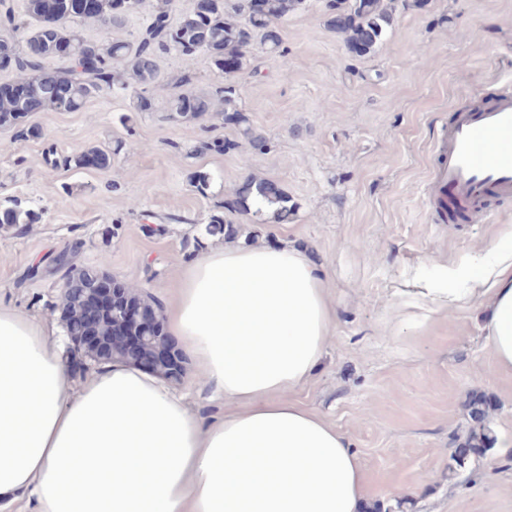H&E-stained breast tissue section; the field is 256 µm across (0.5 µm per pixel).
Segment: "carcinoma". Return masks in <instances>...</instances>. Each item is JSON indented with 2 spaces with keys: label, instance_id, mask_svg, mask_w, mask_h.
Masks as SVG:
<instances>
[{
  "label": "carcinoma",
  "instance_id": "cac0c4a2",
  "mask_svg": "<svg viewBox=\"0 0 512 512\" xmlns=\"http://www.w3.org/2000/svg\"><path fill=\"white\" fill-rule=\"evenodd\" d=\"M301 0H207L205 12L192 11L174 18L177 0H152L151 13L137 38H121L128 16L137 11L134 0H97L94 11L79 14L73 11L71 0H25L24 17L20 20L6 9H0L10 29L0 34V71L18 73L17 81L35 87L30 98H20L0 92V128H13L18 136L38 135L25 128L33 112H77L89 100L117 90L135 91L132 111L149 112L152 107L137 89H146L165 80L157 66L160 54L179 51L183 46L207 54L210 66L224 78L208 97L185 88L189 78L173 77L165 82L180 91L169 100L172 119L199 120L211 113L226 121L243 126V133L253 146L264 151L267 141L255 134L248 119L238 107V79L251 63L255 36H260L262 51L279 52L282 41L275 23L294 12ZM327 26L343 37L347 49L356 55L371 53L384 28L391 24L395 6L384 0H328ZM98 27L101 38L89 40L75 23ZM114 152L92 147L73 157H66L67 167L108 170ZM266 204L273 215L285 222L293 214L288 196L274 182L251 177L239 194L235 209L261 221ZM35 213L12 200L0 204V225L32 224ZM207 231L225 236L239 234V225L224 216H210Z\"/></svg>",
  "mask_w": 512,
  "mask_h": 512
}]
</instances>
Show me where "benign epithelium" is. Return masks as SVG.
Wrapping results in <instances>:
<instances>
[{
    "mask_svg": "<svg viewBox=\"0 0 512 512\" xmlns=\"http://www.w3.org/2000/svg\"><path fill=\"white\" fill-rule=\"evenodd\" d=\"M59 322L79 352L81 371L92 363H120L167 380L183 376L184 356L167 348L160 307L114 279L103 264L87 287L75 294L62 289Z\"/></svg>",
    "mask_w": 512,
    "mask_h": 512,
    "instance_id": "7a95c632",
    "label": "benign epithelium"
}]
</instances>
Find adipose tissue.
I'll list each match as a JSON object with an SVG mask.
<instances>
[{
	"label": "adipose tissue",
	"instance_id": "obj_1",
	"mask_svg": "<svg viewBox=\"0 0 512 512\" xmlns=\"http://www.w3.org/2000/svg\"><path fill=\"white\" fill-rule=\"evenodd\" d=\"M512 372V254L455 272ZM335 309L304 248L227 245L183 267L167 325L187 341L223 419L194 417L155 378L112 365L72 392L58 343L0 306V499L38 512H360L346 438L292 399L320 365Z\"/></svg>",
	"mask_w": 512,
	"mask_h": 512
}]
</instances>
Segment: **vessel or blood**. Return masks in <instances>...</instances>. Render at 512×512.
Segmentation results:
<instances>
[{
	"label": "vessel or blood",
	"mask_w": 512,
	"mask_h": 512,
	"mask_svg": "<svg viewBox=\"0 0 512 512\" xmlns=\"http://www.w3.org/2000/svg\"><path fill=\"white\" fill-rule=\"evenodd\" d=\"M442 157L428 184L432 208L456 198L481 222L486 201L512 197V94L457 113L436 143Z\"/></svg>",
	"instance_id": "1"
}]
</instances>
